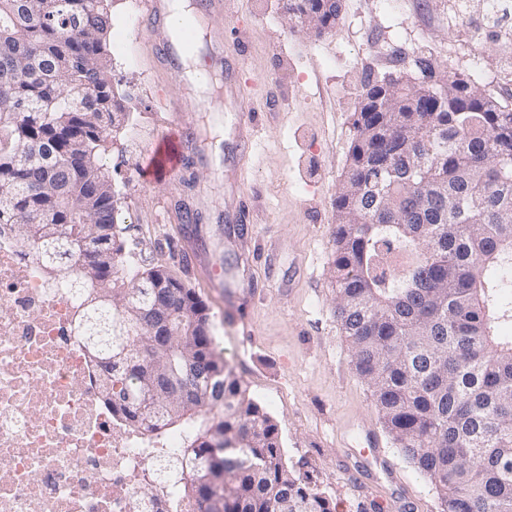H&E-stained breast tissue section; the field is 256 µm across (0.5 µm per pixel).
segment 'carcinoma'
I'll return each instance as SVG.
<instances>
[{"label":"carcinoma","instance_id":"1","mask_svg":"<svg viewBox=\"0 0 512 512\" xmlns=\"http://www.w3.org/2000/svg\"><path fill=\"white\" fill-rule=\"evenodd\" d=\"M340 0H289L322 35ZM106 0H0V225L49 286L77 298L74 325L109 376L114 413L159 439L182 430L179 491L224 512H334L292 472L277 424L224 363L206 306L164 265L123 259L117 198L101 154L128 119L115 98ZM417 77L377 106L365 86L333 234L336 312L384 426L440 491L441 512H512V108L471 76ZM99 258L98 281L82 270ZM166 275L171 294L153 283ZM176 304L191 333L161 376L196 359L192 408L151 392L149 329L139 311ZM217 427L224 446L208 447ZM206 475L213 482L202 486Z\"/></svg>","mask_w":512,"mask_h":512}]
</instances>
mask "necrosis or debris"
I'll use <instances>...</instances> for the list:
<instances>
[{
  "label": "necrosis or debris",
  "mask_w": 512,
  "mask_h": 512,
  "mask_svg": "<svg viewBox=\"0 0 512 512\" xmlns=\"http://www.w3.org/2000/svg\"><path fill=\"white\" fill-rule=\"evenodd\" d=\"M76 298L0 225V512H197L162 443L113 415L72 327ZM155 494L141 498V491Z\"/></svg>",
  "instance_id": "necrosis-or-debris-1"
}]
</instances>
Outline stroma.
<instances>
[{
	"instance_id": "stroma-1",
	"label": "stroma",
	"mask_w": 512,
	"mask_h": 512,
	"mask_svg": "<svg viewBox=\"0 0 512 512\" xmlns=\"http://www.w3.org/2000/svg\"><path fill=\"white\" fill-rule=\"evenodd\" d=\"M481 4L342 0L336 27L318 35L290 18L288 0H224V45L240 57L244 104L192 114L205 157L148 183L142 168L179 121L159 101L187 89L149 45H118L131 0L111 2L105 44L128 120L103 161L125 249L137 264L174 270L205 303L218 349L277 424L288 464L336 512H440L435 486L396 448L353 369L336 317L334 200L364 86L386 73L414 78V49L439 72L468 73L470 35L480 32L482 86L512 105V24L488 22ZM242 111L255 127L244 172L254 232L231 239L225 185ZM365 428L380 441V466L356 453Z\"/></svg>"
}]
</instances>
